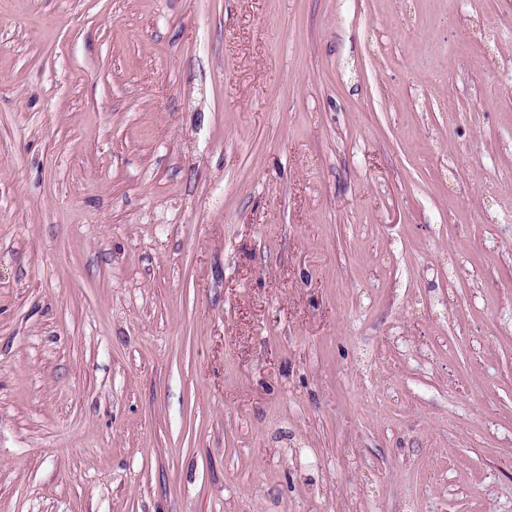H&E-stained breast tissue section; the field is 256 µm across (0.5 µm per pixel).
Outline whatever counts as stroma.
<instances>
[{"label":"stroma","mask_w":512,"mask_h":512,"mask_svg":"<svg viewBox=\"0 0 512 512\" xmlns=\"http://www.w3.org/2000/svg\"><path fill=\"white\" fill-rule=\"evenodd\" d=\"M0 512H512V0H0Z\"/></svg>","instance_id":"obj_1"}]
</instances>
